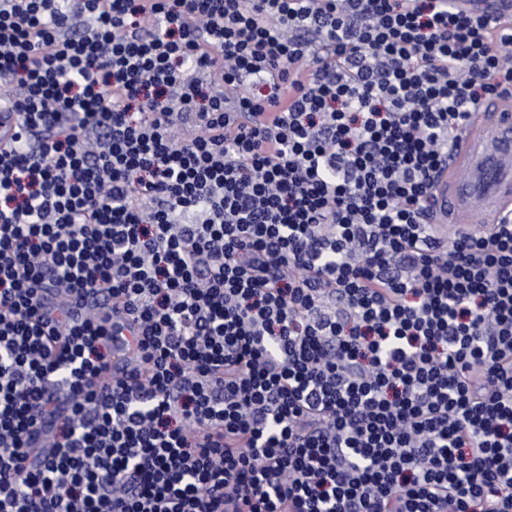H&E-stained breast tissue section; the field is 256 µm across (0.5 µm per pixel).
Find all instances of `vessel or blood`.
Segmentation results:
<instances>
[{
  "mask_svg": "<svg viewBox=\"0 0 512 512\" xmlns=\"http://www.w3.org/2000/svg\"><path fill=\"white\" fill-rule=\"evenodd\" d=\"M495 224L512 212V99L495 97L470 115L437 186V218L468 230L472 208Z\"/></svg>",
  "mask_w": 512,
  "mask_h": 512,
  "instance_id": "1",
  "label": "vessel or blood"
}]
</instances>
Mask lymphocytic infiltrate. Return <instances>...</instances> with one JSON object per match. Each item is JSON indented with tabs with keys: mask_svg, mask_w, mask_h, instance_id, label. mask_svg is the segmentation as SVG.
Masks as SVG:
<instances>
[{
	"mask_svg": "<svg viewBox=\"0 0 512 512\" xmlns=\"http://www.w3.org/2000/svg\"><path fill=\"white\" fill-rule=\"evenodd\" d=\"M511 54L452 0H0V512H512V220L433 219Z\"/></svg>",
	"mask_w": 512,
	"mask_h": 512,
	"instance_id": "f902f5d3",
	"label": "lymphocytic infiltrate"
}]
</instances>
